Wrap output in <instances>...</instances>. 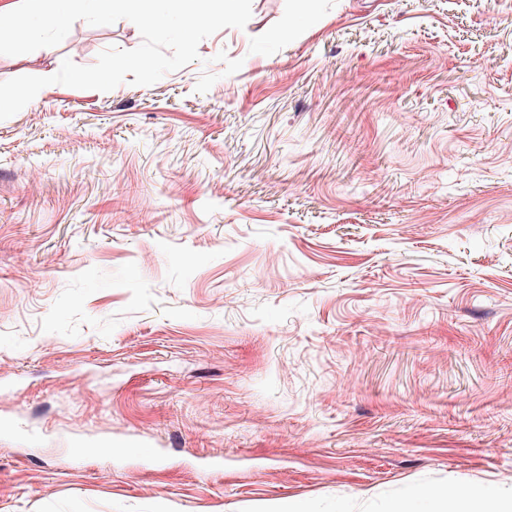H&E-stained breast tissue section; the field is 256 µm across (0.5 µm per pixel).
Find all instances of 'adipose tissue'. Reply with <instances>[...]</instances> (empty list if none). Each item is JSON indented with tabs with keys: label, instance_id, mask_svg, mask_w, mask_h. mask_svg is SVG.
<instances>
[{
	"label": "adipose tissue",
	"instance_id": "adipose-tissue-1",
	"mask_svg": "<svg viewBox=\"0 0 512 512\" xmlns=\"http://www.w3.org/2000/svg\"><path fill=\"white\" fill-rule=\"evenodd\" d=\"M393 512H512L502 497L478 487H433L395 504Z\"/></svg>",
	"mask_w": 512,
	"mask_h": 512
}]
</instances>
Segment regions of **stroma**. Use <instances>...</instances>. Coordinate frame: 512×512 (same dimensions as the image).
Here are the masks:
<instances>
[{
  "mask_svg": "<svg viewBox=\"0 0 512 512\" xmlns=\"http://www.w3.org/2000/svg\"><path fill=\"white\" fill-rule=\"evenodd\" d=\"M198 53L0 120V512L512 496V0H252Z\"/></svg>",
  "mask_w": 512,
  "mask_h": 512,
  "instance_id": "35a3bbf8",
  "label": "stroma"
}]
</instances>
